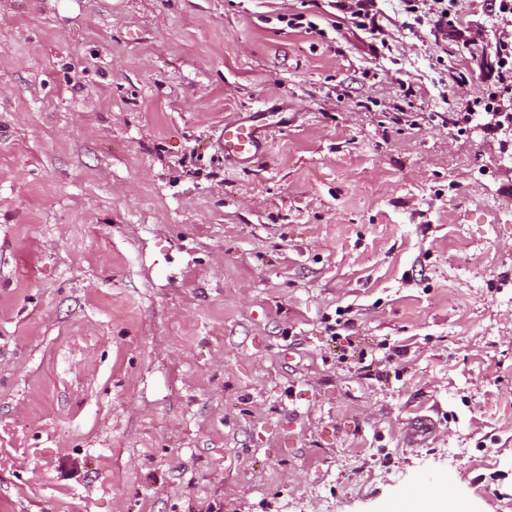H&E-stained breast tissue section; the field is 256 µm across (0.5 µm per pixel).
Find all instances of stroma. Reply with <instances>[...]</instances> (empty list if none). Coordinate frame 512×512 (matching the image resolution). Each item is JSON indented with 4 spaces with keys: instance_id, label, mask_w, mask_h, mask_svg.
<instances>
[{
    "instance_id": "obj_1",
    "label": "stroma",
    "mask_w": 512,
    "mask_h": 512,
    "mask_svg": "<svg viewBox=\"0 0 512 512\" xmlns=\"http://www.w3.org/2000/svg\"><path fill=\"white\" fill-rule=\"evenodd\" d=\"M457 10L442 56L381 0L376 56L328 0H0V512H389L425 478L512 512V133L441 120L493 39ZM249 117L267 157L225 163Z\"/></svg>"
}]
</instances>
